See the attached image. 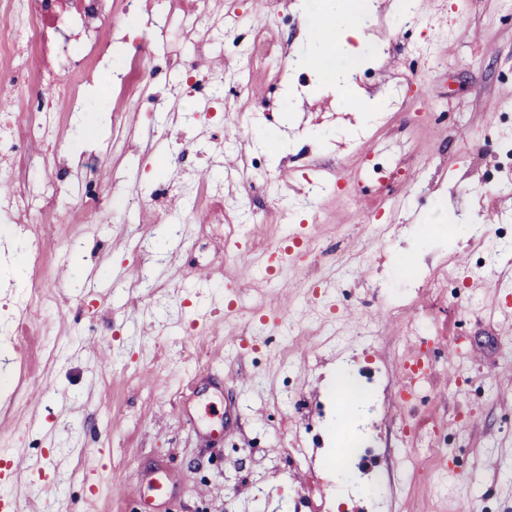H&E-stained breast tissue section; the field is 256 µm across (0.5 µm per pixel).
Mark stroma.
<instances>
[{
    "mask_svg": "<svg viewBox=\"0 0 512 512\" xmlns=\"http://www.w3.org/2000/svg\"><path fill=\"white\" fill-rule=\"evenodd\" d=\"M297 2L284 0L291 21L263 22L280 90L221 43L200 62L201 73L224 78L223 166H211L210 132L200 127L189 167L223 180V223H205L187 197H153L157 184L182 176L164 159L175 136L158 137L176 118L180 67L144 85L159 97L155 115L133 98L99 107L105 87L96 83L85 90L89 111L63 127L70 139L83 130L84 150L107 151L97 178L127 190L129 201L115 221L78 216L50 229L41 248L51 267L39 274L27 334L20 348L0 347V379L22 377L26 396L13 410L9 392L0 393L9 409L0 448L22 446L55 465L41 479L17 462L13 491L24 506L142 512L148 489L131 475L162 468L172 493L155 512H512V245L487 226L458 243L414 232L441 212L512 218V195L485 184L512 176L497 150L499 136L512 134L501 116L512 101V9L505 0H415L406 13L400 0H378L362 31L360 61L372 72L357 90L378 105L365 116L302 61L307 32L332 0H312L306 11ZM195 3L165 0L158 9L143 0V18L167 29L160 52H192L175 21ZM426 99L443 119L407 133ZM368 142L404 146L413 179L353 202L347 189ZM252 157L264 158L263 169L245 167ZM280 179L325 188L292 218L293 193H274ZM247 219L243 238L237 227ZM293 233L304 240L303 259L265 273L268 253ZM409 249L418 260L404 270L397 259ZM232 264L248 270L234 296L224 288ZM448 265L464 279L435 292L427 276ZM202 267L208 280L197 278ZM427 313L435 371L425 398L407 403L401 366L418 349ZM102 346L112 359L101 365ZM340 363L380 376L371 412L348 425L379 444L367 478L373 497L337 495L336 420L313 414L317 401L332 400ZM216 420L219 438L203 439ZM415 426L435 431L448 452H422ZM90 455L99 473L83 468Z\"/></svg>",
    "mask_w": 512,
    "mask_h": 512,
    "instance_id": "stroma-1",
    "label": "stroma"
}]
</instances>
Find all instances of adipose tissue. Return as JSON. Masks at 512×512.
I'll list each match as a JSON object with an SVG mask.
<instances>
[{
	"label": "adipose tissue",
	"instance_id": "adipose-tissue-1",
	"mask_svg": "<svg viewBox=\"0 0 512 512\" xmlns=\"http://www.w3.org/2000/svg\"><path fill=\"white\" fill-rule=\"evenodd\" d=\"M373 0H337V13L331 25L312 27L310 38L320 49L314 64L320 80L337 85L345 80L356 63L357 50L352 44L359 37ZM330 387L340 403V414L336 422L337 432H344L351 415L366 402L365 393L360 390L346 367H337L330 379Z\"/></svg>",
	"mask_w": 512,
	"mask_h": 512
}]
</instances>
